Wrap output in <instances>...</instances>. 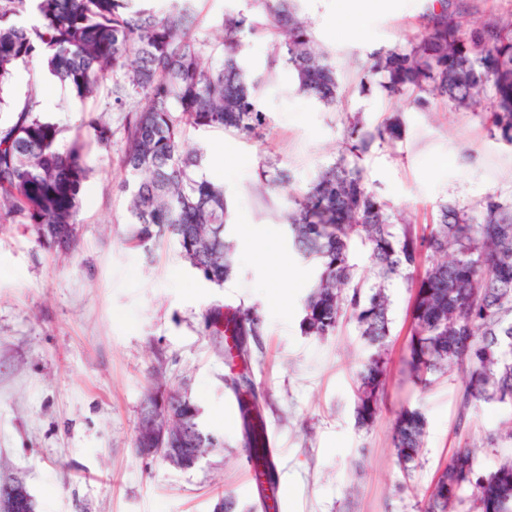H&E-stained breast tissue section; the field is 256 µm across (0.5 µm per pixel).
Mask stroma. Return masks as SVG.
Instances as JSON below:
<instances>
[{"mask_svg":"<svg viewBox=\"0 0 512 512\" xmlns=\"http://www.w3.org/2000/svg\"><path fill=\"white\" fill-rule=\"evenodd\" d=\"M313 35L336 69L344 109L298 94L287 66L258 91L263 138L196 131L204 174L224 186L234 273L223 287L205 283L163 240L131 242L120 116L109 111L112 84L80 99L50 77L41 59L19 67L4 93L0 124L30 91L41 117L69 144L84 110H100L114 135L93 151L70 251L48 248L26 224L0 223V481L22 480L36 512H212L222 492L239 512H261L244 474L243 404L263 420L276 453L284 512H421L426 496L463 442L495 470L512 443L490 447L507 409L481 404L459 415L458 367L421 387L406 378L415 283L388 287L391 336L381 410L367 428L354 418L355 382L367 355L356 325L335 335L304 334L300 321L314 266L292 254L283 227L290 191L306 189L338 156L347 114L370 127L395 123L394 146L372 147L362 166L367 188L415 228L433 223L444 204L470 207L494 195L512 201V145L490 136L481 113L436 102L421 110L364 82L370 53L406 45L423 32L428 0H298ZM290 172L289 188L263 186V164ZM251 310L257 335L249 357L228 364L224 339L207 319ZM187 388L220 445L193 470L138 456L140 407L156 387ZM404 408L427 421L417 465L404 471L391 447Z\"/></svg>","mask_w":512,"mask_h":512,"instance_id":"35a3bbf8","label":"stroma"}]
</instances>
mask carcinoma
<instances>
[{
	"mask_svg": "<svg viewBox=\"0 0 512 512\" xmlns=\"http://www.w3.org/2000/svg\"><path fill=\"white\" fill-rule=\"evenodd\" d=\"M133 2L0 0V105L15 68L34 57L43 58L49 74L83 99L96 97L112 79L111 109L122 115L124 140L117 163L125 179L117 189L128 195L133 242L145 247L173 240L195 274L221 287L234 272L229 205L224 186L198 174L202 153L188 148L189 132L260 135L266 117L256 99L258 81L249 79L238 55L247 38L266 40L269 69L288 65L297 91L326 106L341 104L336 75L296 0H253L249 14L225 13L213 40L198 35L199 0H170L161 12L134 10ZM31 8L37 23L11 22ZM423 19L420 38L370 54L365 78H380L387 96L407 95L422 110L438 98L456 110L481 104L490 133L512 144V22L471 24L461 12L448 11V0H433ZM216 53L218 66L209 63ZM39 112L33 91L14 121L0 125V220L27 224L48 247L67 251L77 239L88 154L110 148L112 129L98 113L86 112L77 137L62 148L60 129ZM397 139L394 125L369 128L358 115L347 117L336 161L307 189L289 194V246L316 268L301 328L309 336H331L345 317L356 324L371 353L357 375L354 414L358 425H371L385 388L387 284L412 275L422 257L431 256L411 309L412 381L426 387L448 367L461 365V414L507 398L512 408V277L500 276L503 264L512 265V203L489 196L469 208L446 204L426 233L396 232L388 203L365 186L361 161L374 145ZM260 180L284 187L290 176L269 164ZM358 241L368 248L377 280L366 293L352 263ZM234 323L246 357L244 338L257 334L256 319L243 311ZM175 413L183 452L217 446L191 397ZM425 429V416L416 408L395 419L392 447L406 471L418 459ZM245 446L263 461L261 419L245 421ZM461 507L512 512V457L487 473L471 444L455 448L423 512Z\"/></svg>",
	"mask_w": 512,
	"mask_h": 512,
	"instance_id": "carcinoma-1",
	"label": "carcinoma"
}]
</instances>
